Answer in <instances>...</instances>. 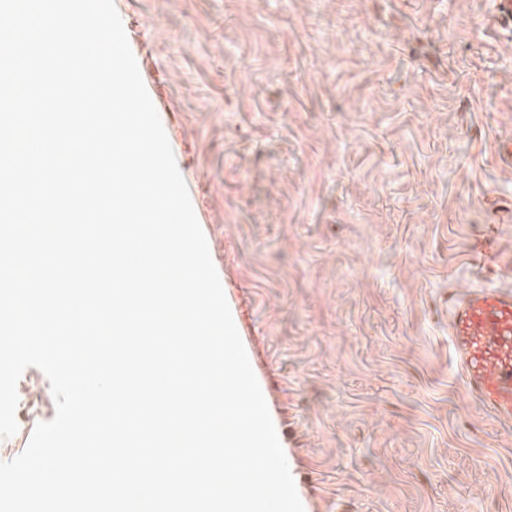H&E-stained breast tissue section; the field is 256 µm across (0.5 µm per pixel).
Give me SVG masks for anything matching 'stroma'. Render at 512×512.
<instances>
[{
  "instance_id": "stroma-1",
  "label": "stroma",
  "mask_w": 512,
  "mask_h": 512,
  "mask_svg": "<svg viewBox=\"0 0 512 512\" xmlns=\"http://www.w3.org/2000/svg\"><path fill=\"white\" fill-rule=\"evenodd\" d=\"M304 512H512V427L463 398L439 289L512 255V30L490 0H114ZM21 455L55 416L17 384Z\"/></svg>"
}]
</instances>
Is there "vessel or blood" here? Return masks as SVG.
<instances>
[{"label":"vessel or blood","mask_w":512,"mask_h":512,"mask_svg":"<svg viewBox=\"0 0 512 512\" xmlns=\"http://www.w3.org/2000/svg\"><path fill=\"white\" fill-rule=\"evenodd\" d=\"M475 263L487 276L512 271V257L480 245ZM448 348L462 391L501 423H512V289L492 284L452 288L442 297Z\"/></svg>","instance_id":"b4317fda"}]
</instances>
